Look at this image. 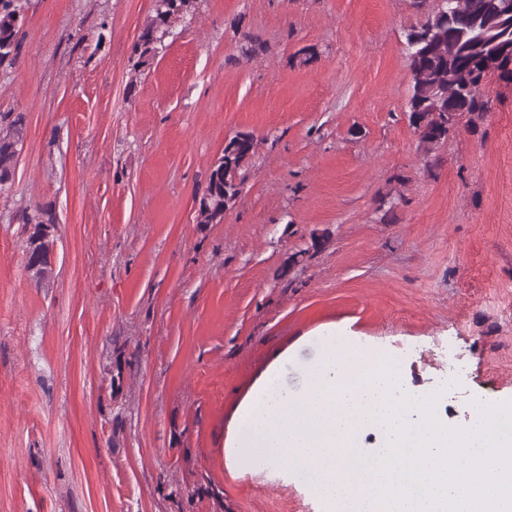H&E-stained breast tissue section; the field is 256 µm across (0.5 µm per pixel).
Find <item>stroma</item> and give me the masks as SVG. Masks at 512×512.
Masks as SVG:
<instances>
[{"label": "stroma", "instance_id": "stroma-1", "mask_svg": "<svg viewBox=\"0 0 512 512\" xmlns=\"http://www.w3.org/2000/svg\"><path fill=\"white\" fill-rule=\"evenodd\" d=\"M22 3L0 65V113L24 116L0 190V512H318L232 446L257 381L301 389L331 335L397 354L449 424L512 400V82L489 78L476 128L427 147L405 54L427 8L197 0L139 66L156 0ZM242 132L243 191L198 223ZM255 148L256 140L250 133H238L224 144V153L212 165L204 193L198 201V223L218 224L224 219L225 211L242 192L245 164L255 153ZM39 220L35 223L34 232L29 237L28 246V263L27 268L33 272L34 277L38 280L47 278L52 268L49 261L50 245L49 240L50 226Z\"/></svg>", "mask_w": 512, "mask_h": 512}]
</instances>
